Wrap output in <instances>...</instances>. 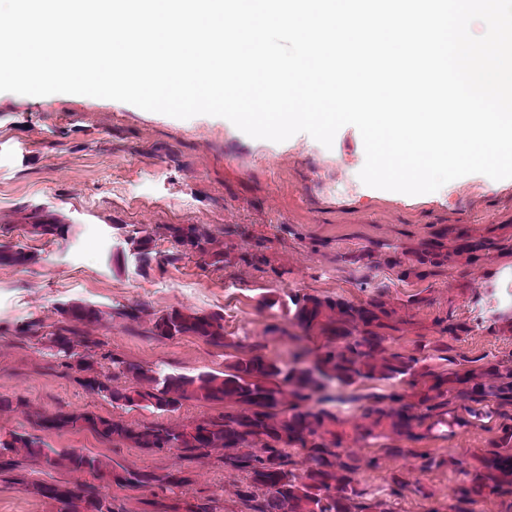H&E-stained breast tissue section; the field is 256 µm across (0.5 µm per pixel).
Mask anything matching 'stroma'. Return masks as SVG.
Wrapping results in <instances>:
<instances>
[{
  "label": "stroma",
  "mask_w": 512,
  "mask_h": 512,
  "mask_svg": "<svg viewBox=\"0 0 512 512\" xmlns=\"http://www.w3.org/2000/svg\"><path fill=\"white\" fill-rule=\"evenodd\" d=\"M363 140L341 127L326 147L305 133L286 141L254 139L221 117L188 119L82 95L26 96L0 92V224L5 240L34 256L26 266L0 265V326L56 317L65 303L112 312L99 333L114 353L153 370L196 373L224 367L223 350L201 339L159 341L123 318L130 305L160 313L224 315L226 336L262 334L272 318L264 290L300 289L321 296L364 299L387 289L394 302L422 293L414 322L430 326L452 313L469 332L462 347L473 356L512 352V258L449 264L438 277L398 280L395 272L361 271L341 255L424 246L445 229L465 239L512 234V178L469 174L435 192L407 195L372 188L359 178ZM34 209L59 214L64 236L36 235L22 221ZM171 224H204L213 231L239 225L228 238L234 254L251 253L264 239L272 267L263 274L246 262L221 272L189 260L170 263ZM153 232L160 257L138 267L128 239ZM42 344L0 335V393L20 394L30 415L0 414V429L42 438L53 448H86L139 469L171 466V458L110 443L88 431L44 432L38 413L89 410L128 423L189 424L212 414L194 401L173 414L125 412L63 376Z\"/></svg>",
  "instance_id": "obj_1"
}]
</instances>
